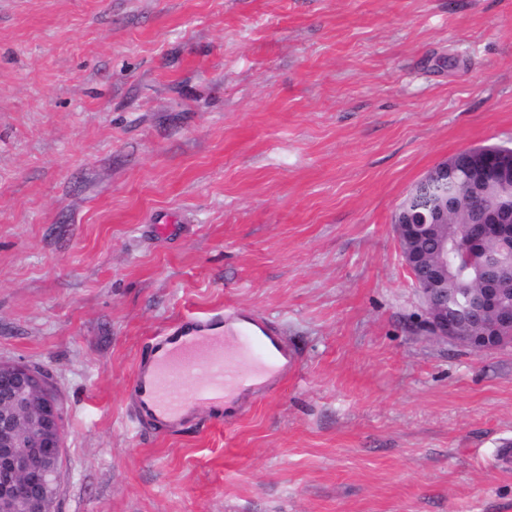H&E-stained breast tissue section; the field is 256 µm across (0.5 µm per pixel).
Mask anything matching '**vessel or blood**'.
Returning a JSON list of instances; mask_svg holds the SVG:
<instances>
[{"instance_id": "1", "label": "vessel or blood", "mask_w": 512, "mask_h": 512, "mask_svg": "<svg viewBox=\"0 0 512 512\" xmlns=\"http://www.w3.org/2000/svg\"><path fill=\"white\" fill-rule=\"evenodd\" d=\"M294 369L293 356L267 319L235 308L182 320L155 337L130 386L139 423L176 428L203 409L248 405Z\"/></svg>"}]
</instances>
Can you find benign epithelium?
Masks as SVG:
<instances>
[{"mask_svg":"<svg viewBox=\"0 0 512 512\" xmlns=\"http://www.w3.org/2000/svg\"><path fill=\"white\" fill-rule=\"evenodd\" d=\"M465 171L468 196L486 200L491 187L512 189V147H472L431 169L412 189L427 201V213L401 206L395 212V234L404 264L425 306L430 334L471 351L512 345V305L505 303L507 270L484 277L463 317L448 315L447 266L431 264L429 253L417 248L427 239L434 251L448 253V235L440 225L460 200L448 191L456 169ZM481 222L469 225L464 253L473 263L486 264L484 241L497 239L512 257V200L486 204ZM0 512H55L65 461L64 408L43 373L22 361L0 360Z\"/></svg>","mask_w":512,"mask_h":512,"instance_id":"7a95c632","label":"benign epithelium"}]
</instances>
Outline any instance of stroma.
Segmentation results:
<instances>
[{"mask_svg":"<svg viewBox=\"0 0 512 512\" xmlns=\"http://www.w3.org/2000/svg\"><path fill=\"white\" fill-rule=\"evenodd\" d=\"M512 146V0H0V360L65 409L56 512H512V347L434 339L393 231ZM233 306L287 380L157 434L151 338Z\"/></svg>","mask_w":512,"mask_h":512,"instance_id":"1","label":"stroma"}]
</instances>
